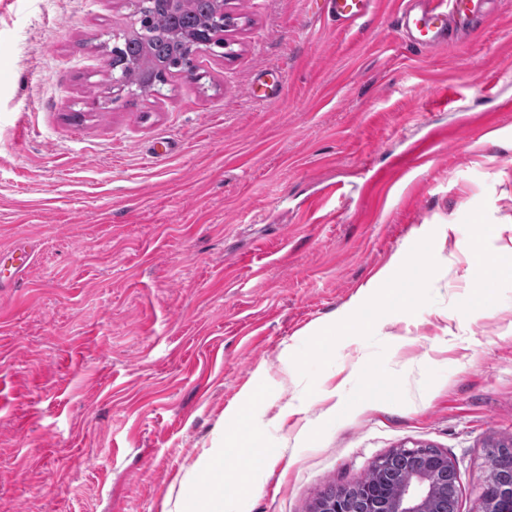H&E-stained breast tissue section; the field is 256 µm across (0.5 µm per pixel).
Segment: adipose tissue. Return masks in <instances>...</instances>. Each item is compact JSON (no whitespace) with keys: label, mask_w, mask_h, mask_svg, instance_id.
<instances>
[{"label":"adipose tissue","mask_w":512,"mask_h":512,"mask_svg":"<svg viewBox=\"0 0 512 512\" xmlns=\"http://www.w3.org/2000/svg\"><path fill=\"white\" fill-rule=\"evenodd\" d=\"M246 406L233 407L227 413V426L220 445L203 452L200 466L211 476V485L207 492L197 491L196 487H187L186 497L177 498L173 512H224V451L228 448H260L264 445L262 420L257 419L251 406L257 403L262 394L257 390L245 392Z\"/></svg>","instance_id":"ef3b65f1"}]
</instances>
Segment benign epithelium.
<instances>
[{
  "mask_svg": "<svg viewBox=\"0 0 512 512\" xmlns=\"http://www.w3.org/2000/svg\"><path fill=\"white\" fill-rule=\"evenodd\" d=\"M224 0H209L208 28L198 34L195 45L188 55L194 60L203 48L212 45L224 46L217 38L223 32ZM489 468L512 470V448H503L490 460ZM370 469L379 472L378 479L361 489L366 503V512H446L448 491L438 480L440 470L455 469L453 461L445 454L437 459L426 461L417 466L415 472L401 483L390 487L385 476L389 471L386 457L374 460ZM314 512H352L350 499L333 497L316 504ZM474 512H512V489L485 487Z\"/></svg>",
  "mask_w": 512,
  "mask_h": 512,
  "instance_id": "1",
  "label": "benign epithelium"
}]
</instances>
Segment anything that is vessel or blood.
<instances>
[{
  "label": "vessel or blood",
  "instance_id": "obj_1",
  "mask_svg": "<svg viewBox=\"0 0 512 512\" xmlns=\"http://www.w3.org/2000/svg\"><path fill=\"white\" fill-rule=\"evenodd\" d=\"M487 0H408L397 23L409 42L426 49L446 48L481 16ZM337 25L350 27L368 18L375 0H327Z\"/></svg>",
  "mask_w": 512,
  "mask_h": 512
}]
</instances>
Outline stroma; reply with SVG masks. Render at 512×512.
<instances>
[{
  "label": "stroma",
  "mask_w": 512,
  "mask_h": 512,
  "mask_svg": "<svg viewBox=\"0 0 512 512\" xmlns=\"http://www.w3.org/2000/svg\"><path fill=\"white\" fill-rule=\"evenodd\" d=\"M403 2L230 0L195 77L116 95L128 0H0V253L32 254L0 266V512H163L255 384L298 411L224 512H312L416 445L474 512L512 440V0L436 51ZM329 15L337 25L350 27L368 18L374 11V0H327Z\"/></svg>",
  "instance_id": "35a3bbf8"
}]
</instances>
